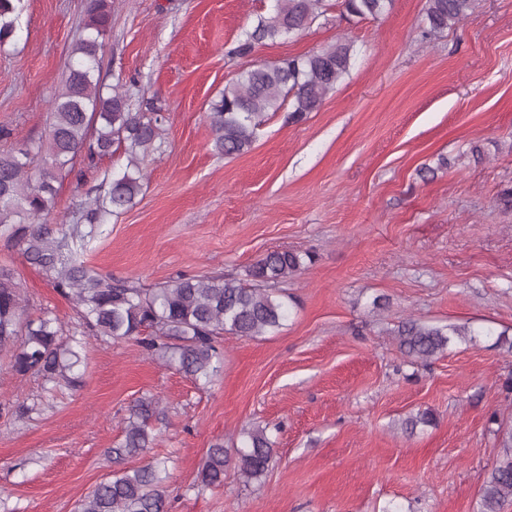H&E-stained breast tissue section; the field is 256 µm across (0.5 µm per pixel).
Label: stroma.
I'll list each match as a JSON object with an SVG mask.
<instances>
[{
	"mask_svg": "<svg viewBox=\"0 0 512 512\" xmlns=\"http://www.w3.org/2000/svg\"><path fill=\"white\" fill-rule=\"evenodd\" d=\"M89 0H23L0 44V128L44 136ZM271 0H113L99 53L104 87L133 81L142 111L166 117L161 150L132 207L97 230L88 266L152 288L176 273L247 282L267 251L311 254L278 284L291 316L271 336L224 334L221 374L202 386L151 359L135 340L87 335L75 390L46 393L0 354V512H79L94 487L145 457L113 461L136 400H158L154 457L166 460L169 512H477L500 455L493 413L512 415L501 384L512 354V0H478L455 28L421 39L425 0H393L354 24L341 0L310 29L232 50ZM347 38L352 67L299 122L269 114L251 150L213 149L209 107L255 65ZM6 141V142H9ZM6 142L0 140V149ZM116 150L66 177L49 221L70 220ZM29 314L76 321L72 302L0 234ZM479 329L474 342L422 363L393 334L406 318ZM421 411L435 422L405 433ZM268 427L275 461L259 479L236 470L220 489L195 478L209 448Z\"/></svg>",
	"mask_w": 512,
	"mask_h": 512,
	"instance_id": "obj_1",
	"label": "stroma"
}]
</instances>
